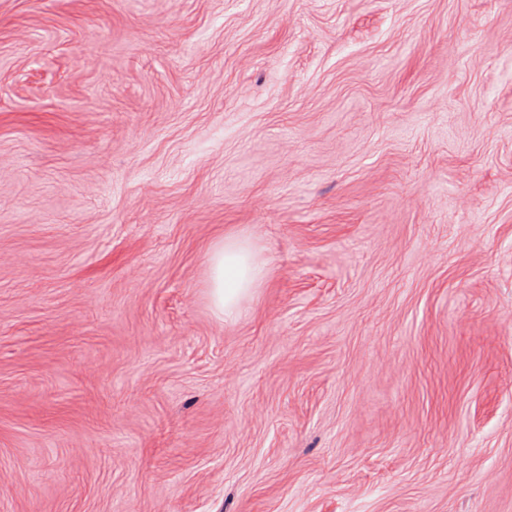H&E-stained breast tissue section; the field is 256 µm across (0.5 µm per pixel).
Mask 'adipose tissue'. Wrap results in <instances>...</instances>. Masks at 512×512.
<instances>
[{
	"mask_svg": "<svg viewBox=\"0 0 512 512\" xmlns=\"http://www.w3.org/2000/svg\"><path fill=\"white\" fill-rule=\"evenodd\" d=\"M208 267L210 299L221 318L238 317L241 299L262 285L266 276L264 266L255 262L244 242L231 235L214 247Z\"/></svg>",
	"mask_w": 512,
	"mask_h": 512,
	"instance_id": "obj_1",
	"label": "adipose tissue"
}]
</instances>
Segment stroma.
Segmentation results:
<instances>
[{
    "label": "stroma",
    "mask_w": 512,
    "mask_h": 512,
    "mask_svg": "<svg viewBox=\"0 0 512 512\" xmlns=\"http://www.w3.org/2000/svg\"><path fill=\"white\" fill-rule=\"evenodd\" d=\"M0 512H512V0H0ZM209 294L216 315L237 318L239 303L252 288L262 285L266 272L256 263L251 251L240 239L224 235L208 258Z\"/></svg>",
    "instance_id": "35a3bbf8"
}]
</instances>
